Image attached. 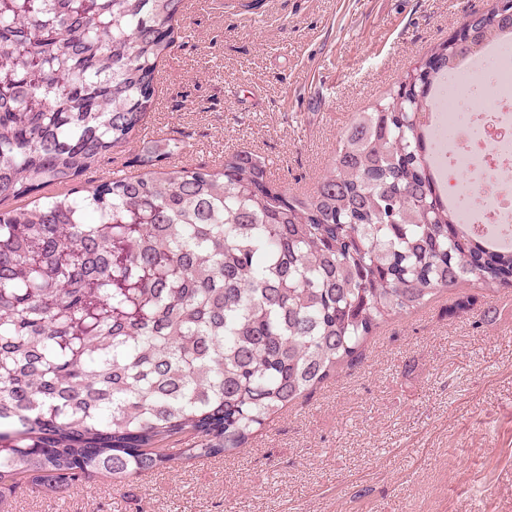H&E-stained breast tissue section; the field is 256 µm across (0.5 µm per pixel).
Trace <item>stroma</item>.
I'll return each instance as SVG.
<instances>
[{
  "label": "stroma",
  "instance_id": "stroma-1",
  "mask_svg": "<svg viewBox=\"0 0 512 512\" xmlns=\"http://www.w3.org/2000/svg\"><path fill=\"white\" fill-rule=\"evenodd\" d=\"M188 0L136 143L182 130L183 160L247 149L275 185L314 187L339 135L414 60L491 0ZM382 324L361 358L274 414L245 447L45 491L0 512H512V288Z\"/></svg>",
  "mask_w": 512,
  "mask_h": 512
}]
</instances>
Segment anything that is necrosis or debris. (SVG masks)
Listing matches in <instances>:
<instances>
[{
  "label": "necrosis or debris",
  "instance_id": "necrosis-or-debris-1",
  "mask_svg": "<svg viewBox=\"0 0 512 512\" xmlns=\"http://www.w3.org/2000/svg\"><path fill=\"white\" fill-rule=\"evenodd\" d=\"M484 90L483 103L465 93ZM435 112L443 122L432 144L443 163V183L466 224L512 238V43L499 40L468 59L440 86Z\"/></svg>",
  "mask_w": 512,
  "mask_h": 512
}]
</instances>
